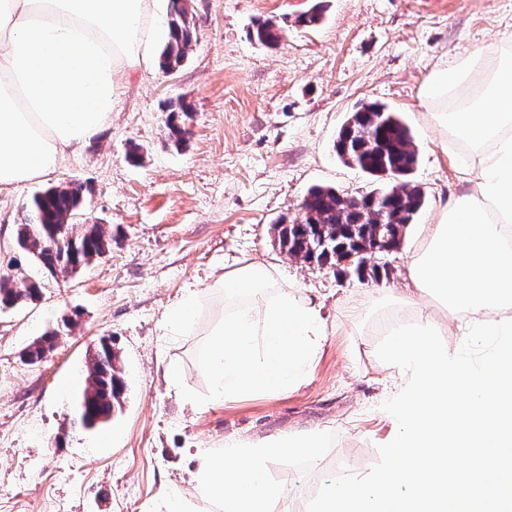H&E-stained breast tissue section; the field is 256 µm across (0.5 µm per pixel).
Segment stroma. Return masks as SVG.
I'll use <instances>...</instances> for the list:
<instances>
[{
	"mask_svg": "<svg viewBox=\"0 0 512 512\" xmlns=\"http://www.w3.org/2000/svg\"><path fill=\"white\" fill-rule=\"evenodd\" d=\"M313 2L189 0L197 41L176 73L131 72L95 140L48 179L0 198V277L17 288L42 283L39 301L0 311V512H152L169 489L189 491L201 450L228 437L325 433L316 461H272L290 491L276 512H312L326 476L368 477L384 466L390 381L376 354L389 323L417 307L370 293L371 278L291 258L273 226L298 219L313 188L357 198L377 187L333 145L362 104L387 105L415 138L410 179L427 196L388 258L387 284L405 288L424 225L466 190L460 159L442 151L420 105L423 85L437 62L511 32L512 0H324L318 25L298 24ZM258 20L280 28L277 46L250 39ZM178 97L193 114L177 147L164 136V105ZM71 183L84 188L77 223L110 225L112 248L78 274L51 277L16 248V226L35 193ZM248 262L277 265L322 304L333 334L299 392L200 411L170 391L166 375L179 363L204 389L196 339L169 335L164 315L186 290ZM69 316L76 326L45 361H21L29 343ZM101 336L119 360L123 409L87 433L73 422L82 390L74 378L87 374ZM65 383L71 389L59 395Z\"/></svg>",
	"mask_w": 512,
	"mask_h": 512,
	"instance_id": "obj_1",
	"label": "stroma"
}]
</instances>
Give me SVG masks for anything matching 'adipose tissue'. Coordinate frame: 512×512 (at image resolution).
Instances as JSON below:
<instances>
[{
    "mask_svg": "<svg viewBox=\"0 0 512 512\" xmlns=\"http://www.w3.org/2000/svg\"><path fill=\"white\" fill-rule=\"evenodd\" d=\"M160 0H0V192L56 171L112 118L123 78L154 62L167 38ZM441 140L465 149L467 191L427 225L407 264V291L431 311L402 324L378 355L392 377L383 411L390 464L361 480L338 476L317 512H512V38L457 53L429 73L421 96ZM173 336L198 339L206 393L178 366L175 395L202 409L259 391L307 385L330 327L322 307L249 263L190 291L165 313ZM488 341L481 362L471 344ZM322 432L228 438L204 453L191 490L164 494L165 512H272L287 490L275 457L317 458Z\"/></svg>",
    "mask_w": 512,
    "mask_h": 512,
    "instance_id": "obj_1",
    "label": "adipose tissue"
}]
</instances>
